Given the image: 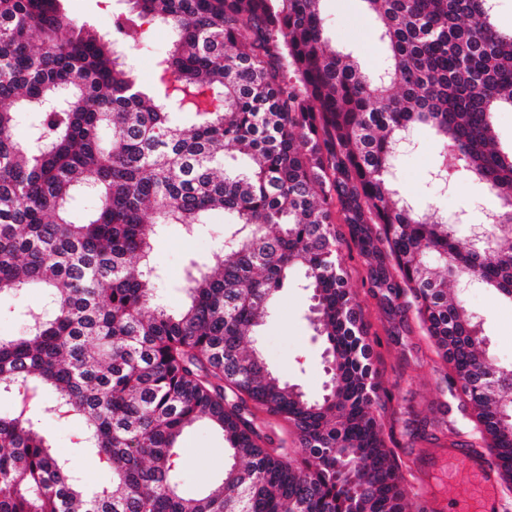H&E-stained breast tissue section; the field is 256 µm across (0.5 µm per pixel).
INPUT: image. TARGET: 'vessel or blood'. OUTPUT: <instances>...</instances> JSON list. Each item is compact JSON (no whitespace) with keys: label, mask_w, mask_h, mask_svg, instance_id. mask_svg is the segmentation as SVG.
<instances>
[{"label":"vessel or blood","mask_w":512,"mask_h":512,"mask_svg":"<svg viewBox=\"0 0 512 512\" xmlns=\"http://www.w3.org/2000/svg\"><path fill=\"white\" fill-rule=\"evenodd\" d=\"M462 460L475 483L477 505L473 512H499L500 474L490 459L466 448H442L428 464L434 486L427 489L426 496L430 512H442L447 494V469L455 461Z\"/></svg>","instance_id":"vessel-or-blood-1"}]
</instances>
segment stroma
<instances>
[{"label":"stroma","mask_w":512,"mask_h":512,"mask_svg":"<svg viewBox=\"0 0 512 512\" xmlns=\"http://www.w3.org/2000/svg\"><path fill=\"white\" fill-rule=\"evenodd\" d=\"M322 9L332 45L353 52L366 70L381 69L386 44L380 38V24L362 12L358 0H323ZM170 45V33L158 26L146 41L123 46L125 61L143 89H152L155 61ZM437 151L438 146L431 138L419 135L416 147L398 162L402 189L417 204L431 203L448 213L463 209L469 222L481 223L485 208L493 203L481 184L462 181L444 189L430 183L428 171ZM229 220V215L214 211L208 214L193 238H185L180 227L174 225L156 238L152 264L163 274L156 284V292L170 310L180 309L187 300L179 288L184 267L193 259L214 261L224 247V227ZM337 229L344 239L348 286L365 313L375 380L380 394L387 397L385 410L378 413L384 440L402 466L404 494L413 503L418 499L417 487L425 479L423 469L436 449L456 441L432 426L433 421L442 418L448 402V368L436 355L416 317H409L407 328L400 335H392L390 320L365 281V264L347 224H338ZM462 297L483 325L488 358L496 363L512 362V302L482 286L463 291ZM310 304V293L304 288L301 276L289 279L252 345L280 378L300 385L309 396L317 397L322 394L327 379L325 345L308 320ZM75 427L72 421L50 422L46 430L53 447L71 457L84 483L91 489H101L109 475L95 456L73 453ZM456 442L467 446L471 439L465 436ZM224 448L223 435L205 421H196L185 429L180 438L184 493H199L216 483L230 462Z\"/></svg>","instance_id":"35a3bbf8"}]
</instances>
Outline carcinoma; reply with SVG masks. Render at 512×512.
Returning a JSON list of instances; mask_svg holds the SVG:
<instances>
[{"mask_svg":"<svg viewBox=\"0 0 512 512\" xmlns=\"http://www.w3.org/2000/svg\"><path fill=\"white\" fill-rule=\"evenodd\" d=\"M60 2L0 0V295H47L21 310L23 335L0 337V398L13 403L0 415V512H406L334 198L379 306L400 325L415 313L512 484V364L486 359L480 322L448 296L472 282L512 300V243L500 244L512 240V152L495 137V113L512 110V29L497 25V0H361L388 45L376 76L330 48L322 0H124L110 38ZM159 25L173 42L148 94L119 47ZM423 128L440 144L431 181L465 176L498 199L490 252L400 192L398 152ZM228 146L241 168L224 167ZM82 195L93 210L76 209ZM213 210L237 220L214 265L186 266L188 302L170 312L155 299L153 240L167 224L192 237ZM296 270L326 345L318 399L247 347ZM53 419L80 421L107 487L88 492L55 452L42 426ZM197 420L233 463L187 496L176 448Z\"/></svg>","mask_w":512,"mask_h":512,"instance_id":"cac0c4a2","label":"carcinoma"}]
</instances>
